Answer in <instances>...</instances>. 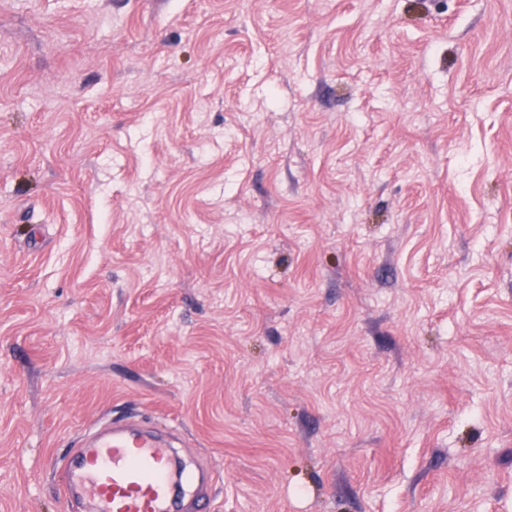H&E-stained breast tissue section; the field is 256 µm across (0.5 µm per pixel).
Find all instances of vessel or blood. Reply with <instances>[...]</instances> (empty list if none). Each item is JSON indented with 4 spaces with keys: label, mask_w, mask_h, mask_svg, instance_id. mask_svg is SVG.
<instances>
[{
    "label": "vessel or blood",
    "mask_w": 512,
    "mask_h": 512,
    "mask_svg": "<svg viewBox=\"0 0 512 512\" xmlns=\"http://www.w3.org/2000/svg\"><path fill=\"white\" fill-rule=\"evenodd\" d=\"M65 468L64 500H89L91 512H174L172 450L152 431L112 426Z\"/></svg>",
    "instance_id": "b4317fda"
}]
</instances>
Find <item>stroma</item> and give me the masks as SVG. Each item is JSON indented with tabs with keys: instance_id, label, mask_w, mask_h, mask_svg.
Returning <instances> with one entry per match:
<instances>
[{
	"instance_id": "stroma-1",
	"label": "stroma",
	"mask_w": 512,
	"mask_h": 512,
	"mask_svg": "<svg viewBox=\"0 0 512 512\" xmlns=\"http://www.w3.org/2000/svg\"><path fill=\"white\" fill-rule=\"evenodd\" d=\"M123 422L207 512H512V0H0V512Z\"/></svg>"
}]
</instances>
